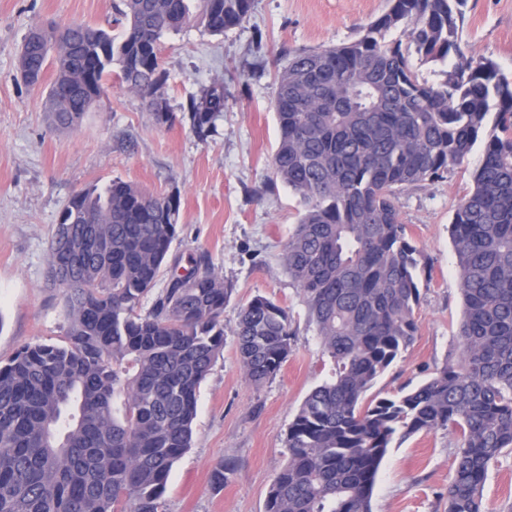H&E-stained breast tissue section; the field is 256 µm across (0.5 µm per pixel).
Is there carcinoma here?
Listing matches in <instances>:
<instances>
[{"mask_svg": "<svg viewBox=\"0 0 512 512\" xmlns=\"http://www.w3.org/2000/svg\"><path fill=\"white\" fill-rule=\"evenodd\" d=\"M124 34L72 23L36 27L19 70L40 84L55 49L46 110L79 125L107 77L149 99L170 124L158 40L189 24L188 0H122ZM216 34L246 22L253 0H199ZM349 43L291 55L273 108L275 178L300 199L282 263L300 289L335 377L313 389L288 427V462L266 512H372L380 465L397 440L459 434L448 512H487L492 463L512 452V78L466 56L467 0H388ZM402 31L403 39L391 35ZM450 64L436 78L414 62ZM224 85L191 100L204 138L224 112ZM494 114L452 241L463 318L458 356L396 397L363 395L418 333L417 248L399 195L464 163ZM179 203L114 181L64 207L51 236L47 281L71 325L63 344L26 345L0 364V512H162L175 463L191 446L197 389L224 348L232 284L204 256L170 267ZM72 230L73 250L57 244ZM155 294L152 308L142 302ZM246 378L276 376L291 352L288 312L258 295L234 331Z\"/></svg>", "mask_w": 512, "mask_h": 512, "instance_id": "carcinoma-1", "label": "carcinoma"}]
</instances>
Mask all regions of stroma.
<instances>
[{
	"instance_id": "1",
	"label": "stroma",
	"mask_w": 512,
	"mask_h": 512,
	"mask_svg": "<svg viewBox=\"0 0 512 512\" xmlns=\"http://www.w3.org/2000/svg\"><path fill=\"white\" fill-rule=\"evenodd\" d=\"M118 2L0 0V361L23 346L67 338L62 296L47 271L52 226L74 194L120 179L177 195L170 261L185 266L206 256L234 292L224 306V351L199 388L192 445L171 472L164 512H265L269 487L288 461V427L334 370L280 262L302 206L272 173L276 75L294 52L355 40L387 0H254L247 22L224 34L200 23L164 34L158 49L173 124H155L146 100L112 75L76 128H58L45 110L54 74L46 72L38 87L24 83L21 45L31 28L49 22L121 37ZM461 46L512 74V0H468ZM216 83L228 93L226 106L202 140L187 106ZM482 151L475 145L467 164L400 195L401 220L420 252L419 331L364 401L397 396L457 356L462 299L451 222ZM258 295L289 312L296 334L281 371L255 386L245 377L234 329L240 308ZM457 444V433L443 429L394 443L372 512H446ZM222 461L232 470L218 489L212 473ZM483 495L488 512L512 505V454L490 466Z\"/></svg>"
}]
</instances>
